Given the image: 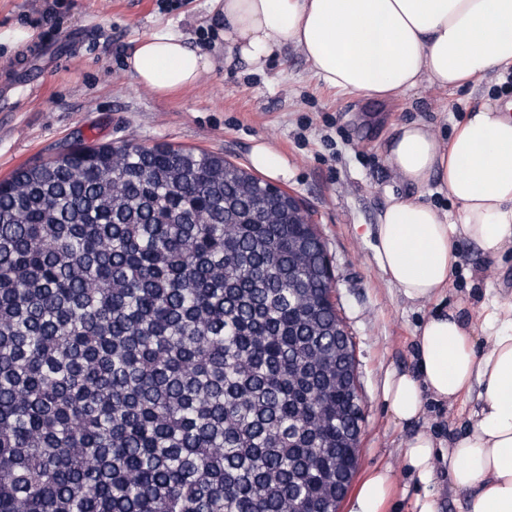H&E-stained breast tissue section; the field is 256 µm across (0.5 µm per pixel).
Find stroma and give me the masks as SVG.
<instances>
[{"label": "stroma", "mask_w": 512, "mask_h": 512, "mask_svg": "<svg viewBox=\"0 0 512 512\" xmlns=\"http://www.w3.org/2000/svg\"><path fill=\"white\" fill-rule=\"evenodd\" d=\"M162 26L214 59L189 89H145L127 68L138 41ZM222 31L210 0H0V178L77 138L202 149L246 169L255 145L274 147L288 159V176L276 184L314 214L333 269L332 301L354 345L362 398L354 484L387 468V512H416L427 496L437 512H471L470 496L451 489L447 472L421 482L403 450L422 431L444 444L463 435L477 395L428 402L421 419L399 425L382 388L388 370L414 369L416 329L430 314L458 307L478 325L484 307L512 303V254L490 257L456 241L445 296L415 304L377 265L374 226L391 198L419 194L385 161L393 128L421 120L450 139L469 110L512 101L500 91L504 76L448 91L424 84L377 101L327 87L293 46L260 68L228 60Z\"/></svg>", "instance_id": "stroma-1"}]
</instances>
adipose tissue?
I'll list each match as a JSON object with an SVG mask.
<instances>
[{"instance_id": "1", "label": "adipose tissue", "mask_w": 512, "mask_h": 512, "mask_svg": "<svg viewBox=\"0 0 512 512\" xmlns=\"http://www.w3.org/2000/svg\"><path fill=\"white\" fill-rule=\"evenodd\" d=\"M228 52L263 64L283 46L301 49L325 84L390 101L421 84L448 90L512 67V0H211ZM153 91L189 88L212 70V57L166 28L141 39L127 60ZM389 168L427 189L439 182L455 218L424 200L394 198L379 214L374 256L390 284L424 304L447 289L458 262L454 239L486 255L512 251V113L485 104L455 124L449 140L433 125L405 122L384 145ZM488 340L477 347L476 331ZM417 367L395 371L383 399L398 424L418 420L427 401L454 404L481 386L473 424L446 452L432 434L409 439L404 456L429 481L447 467L452 488L472 497L471 512H512V304L482 326L457 310L438 311L419 328ZM389 470L373 471L350 512H385Z\"/></svg>"}]
</instances>
